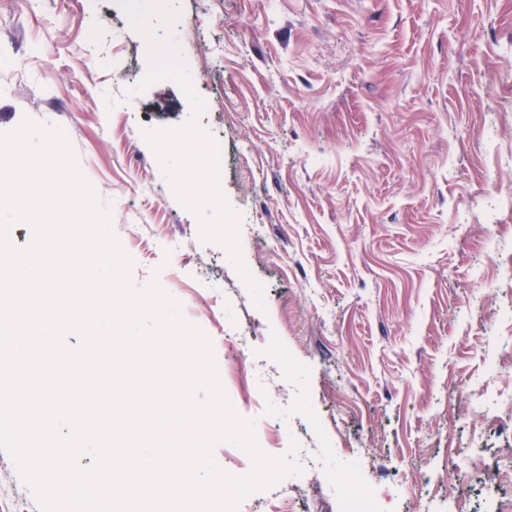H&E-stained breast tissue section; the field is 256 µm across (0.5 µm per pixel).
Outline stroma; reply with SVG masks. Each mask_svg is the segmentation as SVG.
<instances>
[{
    "label": "stroma",
    "mask_w": 512,
    "mask_h": 512,
    "mask_svg": "<svg viewBox=\"0 0 512 512\" xmlns=\"http://www.w3.org/2000/svg\"><path fill=\"white\" fill-rule=\"evenodd\" d=\"M178 2L198 122L224 150L264 307L156 166L146 132L192 108L175 81L142 86L146 42L116 0H0V134L60 128L132 285L192 311L270 457L321 450L283 485L316 487L330 512L349 486L398 481L390 512H484L448 445L512 454V415L491 423L482 405L512 386L490 371L512 338V0ZM0 485L20 491L0 512H42L2 449Z\"/></svg>",
    "instance_id": "35a3bbf8"
}]
</instances>
